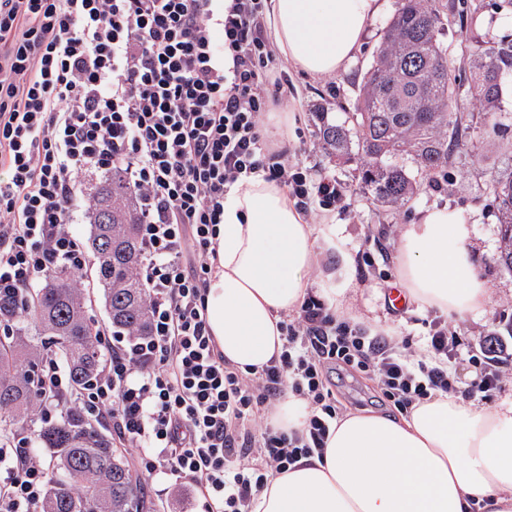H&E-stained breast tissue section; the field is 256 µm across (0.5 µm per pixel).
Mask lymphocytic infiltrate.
Listing matches in <instances>:
<instances>
[{"mask_svg":"<svg viewBox=\"0 0 512 512\" xmlns=\"http://www.w3.org/2000/svg\"><path fill=\"white\" fill-rule=\"evenodd\" d=\"M267 0H0V296L23 298L57 263L81 271L71 226L92 171L124 168L142 206L150 336L113 337L82 409L112 424L145 469L199 491L206 512H250L268 478L323 453L342 415L327 373L375 381L399 413L441 392L491 400L512 375L497 332L465 356L447 319L410 335L371 331L307 292L283 317L278 359L245 374L227 363L206 317L224 195L264 174L299 211L346 208L334 177L274 148L263 132L288 78L266 36ZM474 374L461 383L456 366ZM307 400L306 427L275 430L265 412ZM0 512H40L48 470L25 437L0 439Z\"/></svg>","mask_w":512,"mask_h":512,"instance_id":"obj_1","label":"lymphocytic infiltrate"}]
</instances>
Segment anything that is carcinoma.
I'll use <instances>...</instances> for the list:
<instances>
[{"instance_id":"1","label":"carcinoma","mask_w":512,"mask_h":512,"mask_svg":"<svg viewBox=\"0 0 512 512\" xmlns=\"http://www.w3.org/2000/svg\"><path fill=\"white\" fill-rule=\"evenodd\" d=\"M447 15L443 0H398L356 111L340 123L321 116L324 149L338 163H355L378 205L407 203L416 176H444L462 150L477 163L488 144L512 152V126L498 112L503 82L512 74V39L472 42L469 90L479 112L474 119H453L458 88L441 40ZM492 189L502 215L498 263L512 273V170L494 176ZM140 215L139 200L120 170L97 188L87 213L109 324L132 339L149 335L151 326V299L140 274ZM1 320L20 327L0 340V434L30 429L35 447L49 449L56 459L42 512H144L139 476L80 408L64 407L61 420L51 424L36 420L44 353L59 357L79 388L101 368L100 329L86 317L81 275L56 265L24 304L1 299Z\"/></svg>"}]
</instances>
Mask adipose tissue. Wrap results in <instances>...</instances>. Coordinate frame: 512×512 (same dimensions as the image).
<instances>
[{"instance_id":"adipose-tissue-1","label":"adipose tissue","mask_w":512,"mask_h":512,"mask_svg":"<svg viewBox=\"0 0 512 512\" xmlns=\"http://www.w3.org/2000/svg\"><path fill=\"white\" fill-rule=\"evenodd\" d=\"M382 0H268L276 53L310 76L347 71ZM465 217L423 210L404 225L396 255L408 305L460 316L483 311L489 285L468 251ZM335 238L319 239L280 184L255 175L224 196L217 266L206 315L225 360L261 369L283 347L279 323L301 302L311 271ZM311 411L288 394L269 408L276 430H303ZM512 512V396L484 406L438 393L410 414L339 419L323 456L270 477L250 512Z\"/></svg>"}]
</instances>
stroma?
I'll use <instances>...</instances> for the list:
<instances>
[{
    "mask_svg": "<svg viewBox=\"0 0 512 512\" xmlns=\"http://www.w3.org/2000/svg\"><path fill=\"white\" fill-rule=\"evenodd\" d=\"M396 9L397 0H384L382 13L374 21L347 72L311 77L288 69V98L302 105L296 140L298 158L310 169L336 176L349 190V208L322 211L315 224L319 237L335 236L340 248L352 258L350 265L342 267V278L351 282L357 293L345 306V313L360 317L371 326L393 322L417 337L425 333V322L432 319L433 314L412 309L393 314L387 300V278H381V270L362 265L360 251L374 249L376 243H383L387 259L382 270H388L390 276H394L398 273L395 255L400 229L402 225L415 222L419 211L445 205L461 211L468 218L472 228L468 247L475 266L490 285L489 302L485 312L464 318L453 316L449 322L463 347L474 349L479 344L478 331L482 326H496L504 337L512 335V274L501 269L496 261L500 213L490 189L493 176L512 167V155L492 152L480 163L472 162L465 155L457 156L449 163L448 175L440 179L438 188H431L423 181L418 183L411 200L404 206H379L363 189L355 165L336 163L316 136L318 113H327L329 120L340 121L345 113L355 111L360 85ZM475 13L508 23L512 21V5L507 0H448V23L443 41L453 61V74L463 86L470 80V43L478 35L468 24ZM142 492L146 512L205 510L200 496L159 471L143 483Z\"/></svg>",
    "mask_w": 512,
    "mask_h": 512,
    "instance_id": "stroma-1",
    "label": "stroma"
}]
</instances>
